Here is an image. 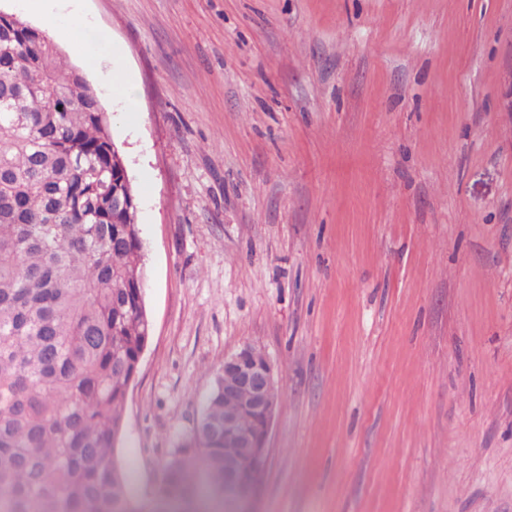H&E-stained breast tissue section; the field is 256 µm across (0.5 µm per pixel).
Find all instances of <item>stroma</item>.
<instances>
[{
    "instance_id": "1",
    "label": "stroma",
    "mask_w": 512,
    "mask_h": 512,
    "mask_svg": "<svg viewBox=\"0 0 512 512\" xmlns=\"http://www.w3.org/2000/svg\"><path fill=\"white\" fill-rule=\"evenodd\" d=\"M26 2L136 93L87 74L145 252L133 495L253 344L281 405L248 512H512V0Z\"/></svg>"
}]
</instances>
